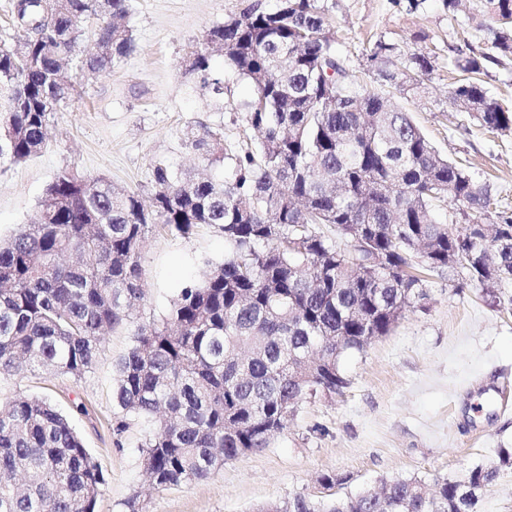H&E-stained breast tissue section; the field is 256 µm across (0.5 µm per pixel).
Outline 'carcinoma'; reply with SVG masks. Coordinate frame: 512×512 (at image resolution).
<instances>
[{
  "label": "carcinoma",
  "instance_id": "1",
  "mask_svg": "<svg viewBox=\"0 0 512 512\" xmlns=\"http://www.w3.org/2000/svg\"><path fill=\"white\" fill-rule=\"evenodd\" d=\"M489 51L448 61L460 74L449 100L487 130L512 135V107L482 75L512 60V0H478ZM134 0L12 3L18 51L0 49V169L49 146V129L75 98L64 69L104 73L134 49ZM95 17L103 50L79 48ZM325 0L252 6L209 28L185 73L217 99L223 57L253 88L247 126L258 141L231 148L204 123L186 144L209 163L229 160L220 179L152 166L150 203L102 177L69 170L47 185L34 222L0 241V372L83 378L103 332L139 308L142 247L161 226L189 236L224 234V261L207 263L158 321L138 327L116 367L112 398L125 427L153 425L142 467L158 488L209 478L224 463L268 447L300 405L347 386L340 360L386 335L427 298L413 273L448 270L453 288L481 286L512 312V211L464 163L440 154L385 89L422 96L437 58L378 39L365 53L370 82L353 78L336 49ZM454 203L448 222L434 209ZM477 227L470 234L456 224ZM482 253L490 265L467 261ZM382 256L381 265L369 263ZM496 469L477 467L426 490L416 477L383 479L346 497L304 493L261 512H478ZM104 479L67 416L44 397L19 392L0 404V512H93Z\"/></svg>",
  "mask_w": 512,
  "mask_h": 512
}]
</instances>
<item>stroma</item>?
Instances as JSON below:
<instances>
[{"label": "stroma", "instance_id": "stroma-1", "mask_svg": "<svg viewBox=\"0 0 512 512\" xmlns=\"http://www.w3.org/2000/svg\"><path fill=\"white\" fill-rule=\"evenodd\" d=\"M278 0H135L134 51L109 73H81L79 95L52 125L47 150L0 172V236L30 223L47 184L64 169L151 192L154 161L194 168L186 131L205 123L237 145L249 133L244 103L249 85L225 72L223 101L185 76V59L206 30L254 2ZM337 22V49L353 74L376 39L436 53L426 97L394 96L423 134L454 159L469 160L492 197L512 205V137L488 132L448 99V60L467 45H483L486 18L472 9L449 14L444 0H328ZM224 258V237L202 227L189 237L156 229L142 251L146 298L126 325L101 344L82 379L36 373L0 375V403L18 392L48 398L67 414L102 472L94 512H125L139 496L145 512H259L296 493L317 499L353 495L380 480L415 476L465 478L497 465L479 512H512V313L491 308L481 289L452 291L447 273L426 277L427 299L405 312L393 330L364 351L345 356L342 394L303 403L268 448L225 463L205 481L148 488L140 444L147 424L129 420L116 432L112 384L118 360L143 323L166 314L180 288L196 282L206 261ZM325 473L344 484L324 487Z\"/></svg>", "mask_w": 512, "mask_h": 512}]
</instances>
